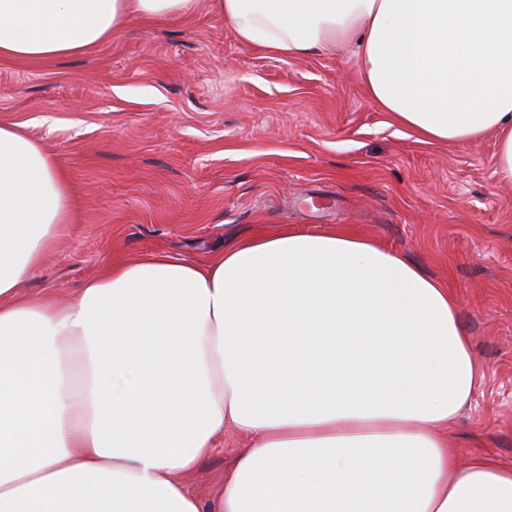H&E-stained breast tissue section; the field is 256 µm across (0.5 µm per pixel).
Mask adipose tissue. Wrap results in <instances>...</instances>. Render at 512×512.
<instances>
[{
    "label": "adipose tissue",
    "instance_id": "obj_1",
    "mask_svg": "<svg viewBox=\"0 0 512 512\" xmlns=\"http://www.w3.org/2000/svg\"><path fill=\"white\" fill-rule=\"evenodd\" d=\"M248 46H354L370 99L430 143L497 138L512 182V0H213ZM195 0H0V58L111 41ZM74 216L53 154L0 125V512H512V463L444 434L481 386L451 288L339 226L206 262L115 260L68 304L19 287ZM232 427L211 500L186 482Z\"/></svg>",
    "mask_w": 512,
    "mask_h": 512
}]
</instances>
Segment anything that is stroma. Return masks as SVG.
Here are the masks:
<instances>
[{
	"instance_id": "stroma-1",
	"label": "stroma",
	"mask_w": 512,
	"mask_h": 512,
	"mask_svg": "<svg viewBox=\"0 0 512 512\" xmlns=\"http://www.w3.org/2000/svg\"><path fill=\"white\" fill-rule=\"evenodd\" d=\"M0 123L52 150L76 201L28 297L68 303L115 256L202 262L256 228L351 225L454 288L486 377L448 445L512 461V183L494 135L420 142L369 100L350 49L272 55L209 0L129 17L78 55L1 59ZM245 445L225 430L191 490L211 495Z\"/></svg>"
}]
</instances>
